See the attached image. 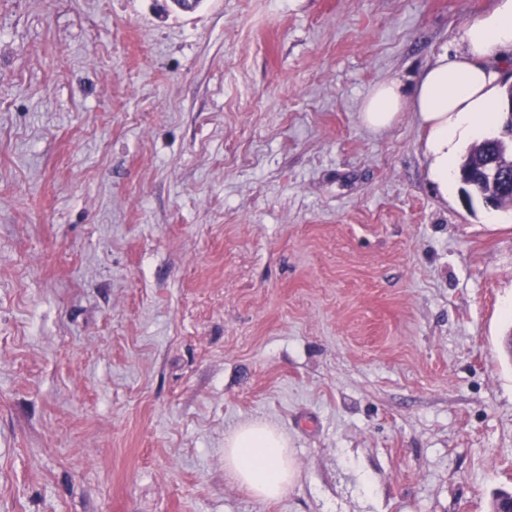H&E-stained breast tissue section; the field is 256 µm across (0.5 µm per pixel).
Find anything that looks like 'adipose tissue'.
<instances>
[{
  "instance_id": "adipose-tissue-1",
  "label": "adipose tissue",
  "mask_w": 512,
  "mask_h": 512,
  "mask_svg": "<svg viewBox=\"0 0 512 512\" xmlns=\"http://www.w3.org/2000/svg\"><path fill=\"white\" fill-rule=\"evenodd\" d=\"M509 52L512 0H496L492 10L465 24L454 54H440L418 75L411 93L394 80L375 84L361 103L359 121L379 133L400 113L414 112L426 131L428 176L447 191L457 180L462 148L487 135L499 119L504 91L499 63ZM224 471L259 500L279 499L298 479L286 434L254 420L239 422L225 436Z\"/></svg>"
}]
</instances>
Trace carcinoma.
I'll return each mask as SVG.
<instances>
[{
  "label": "carcinoma",
  "instance_id": "1",
  "mask_svg": "<svg viewBox=\"0 0 512 512\" xmlns=\"http://www.w3.org/2000/svg\"><path fill=\"white\" fill-rule=\"evenodd\" d=\"M512 155V141L503 138L474 145L462 160L459 177L463 192L474 195L496 210L512 207V177H496V163Z\"/></svg>",
  "mask_w": 512,
  "mask_h": 512
}]
</instances>
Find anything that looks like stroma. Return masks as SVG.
<instances>
[{
  "label": "stroma",
  "mask_w": 512,
  "mask_h": 512,
  "mask_svg": "<svg viewBox=\"0 0 512 512\" xmlns=\"http://www.w3.org/2000/svg\"><path fill=\"white\" fill-rule=\"evenodd\" d=\"M495 0H0V512H490L512 209L413 112ZM262 420L299 477L224 476ZM224 471L258 500H277L298 479L288 437L268 422H239L224 438Z\"/></svg>",
  "instance_id": "obj_1"
}]
</instances>
